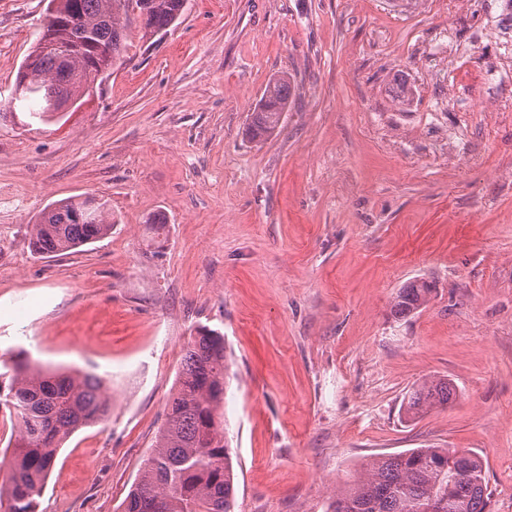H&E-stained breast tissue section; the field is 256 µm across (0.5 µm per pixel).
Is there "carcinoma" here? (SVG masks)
Wrapping results in <instances>:
<instances>
[{
  "label": "carcinoma",
  "instance_id": "obj_1",
  "mask_svg": "<svg viewBox=\"0 0 512 512\" xmlns=\"http://www.w3.org/2000/svg\"><path fill=\"white\" fill-rule=\"evenodd\" d=\"M186 0H50L41 34L16 77L15 100L31 117H52L46 88L75 103L103 81L122 53L129 8L147 15V34L171 27ZM291 82L271 81L252 112L246 134L267 138L288 111ZM112 231L106 201L92 195L49 204L33 225L31 246L56 255L93 243ZM432 292L425 280L403 286L392 313L405 317L422 307ZM9 378L0 384V412L9 417L12 449L7 478L0 482V512H39L47 477L62 445L83 428L104 423L111 410L100 378L78 370L52 373L19 355L0 359ZM228 365L224 337L200 327L183 349L175 392L166 418L123 512H234L232 450L224 430V384ZM456 397L447 379L415 386L406 414L419 417ZM464 472L466 480L453 475ZM490 493L481 455L457 448H411L366 459L356 478L336 492L329 512H487Z\"/></svg>",
  "mask_w": 512,
  "mask_h": 512
}]
</instances>
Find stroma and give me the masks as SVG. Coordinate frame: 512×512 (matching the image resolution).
Masks as SVG:
<instances>
[{"label": "stroma", "mask_w": 512, "mask_h": 512, "mask_svg": "<svg viewBox=\"0 0 512 512\" xmlns=\"http://www.w3.org/2000/svg\"><path fill=\"white\" fill-rule=\"evenodd\" d=\"M49 0H0V354L112 390L60 448L41 512H121L194 330L224 338L234 512H327L361 463L478 452L512 512V35L497 0H187L136 12L111 74L44 123L10 108ZM288 75L278 132L244 130ZM410 91L401 101V88ZM108 237L35 254L54 201ZM434 286L394 318L399 288ZM455 401L406 418L408 391ZM456 388L448 380L433 378L415 386L406 402V414L419 417L437 407L448 406L456 397Z\"/></svg>", "instance_id": "stroma-1"}]
</instances>
